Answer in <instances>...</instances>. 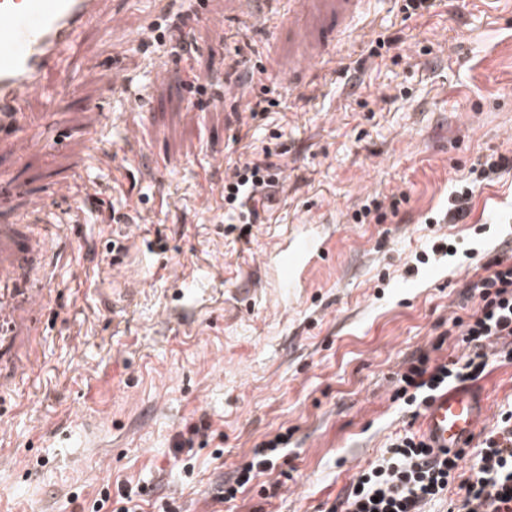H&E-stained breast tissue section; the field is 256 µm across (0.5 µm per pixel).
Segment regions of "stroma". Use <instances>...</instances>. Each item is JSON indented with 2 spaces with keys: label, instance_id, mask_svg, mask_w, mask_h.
Here are the masks:
<instances>
[{
  "label": "stroma",
  "instance_id": "obj_1",
  "mask_svg": "<svg viewBox=\"0 0 512 512\" xmlns=\"http://www.w3.org/2000/svg\"><path fill=\"white\" fill-rule=\"evenodd\" d=\"M210 7L209 25H191L193 59L149 60L140 40L200 0H109V32L84 33L85 63L57 76L51 117L19 132L24 153L0 144V226L23 256L9 294L42 304L0 341V512H86L126 482L146 486L143 512H329L391 439L422 428L392 398L404 360L461 356L447 331L478 304L469 283L490 257L512 260V170L449 216L471 167L512 154V0H442L411 19L402 0H359L336 37L344 75L299 68L311 19L288 0L265 25L250 0ZM381 35L400 42L370 57ZM268 52L282 73L248 98L285 105L254 116L219 84L231 58L243 81ZM190 70L201 92L179 85ZM94 126L111 156L89 148ZM264 146L280 186L270 221L240 239L224 171ZM400 194L384 221L354 220ZM110 207L130 222L100 223ZM441 238L454 260L416 265ZM475 389L485 432L512 405V363ZM200 421L207 442L182 450ZM285 430L276 472L218 502Z\"/></svg>",
  "mask_w": 512,
  "mask_h": 512
}]
</instances>
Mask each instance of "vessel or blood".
<instances>
[{
    "instance_id": "obj_1",
    "label": "vessel or blood",
    "mask_w": 512,
    "mask_h": 512,
    "mask_svg": "<svg viewBox=\"0 0 512 512\" xmlns=\"http://www.w3.org/2000/svg\"><path fill=\"white\" fill-rule=\"evenodd\" d=\"M103 23V0H0V132L27 122L32 95L58 97L48 76L63 68L87 28ZM487 414L479 393L459 387L428 401L423 434L435 452L456 450Z\"/></svg>"
}]
</instances>
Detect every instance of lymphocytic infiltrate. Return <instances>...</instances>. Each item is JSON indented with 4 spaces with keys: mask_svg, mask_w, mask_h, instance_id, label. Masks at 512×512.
<instances>
[{
    "mask_svg": "<svg viewBox=\"0 0 512 512\" xmlns=\"http://www.w3.org/2000/svg\"><path fill=\"white\" fill-rule=\"evenodd\" d=\"M280 165L270 148H262L228 166L224 173V221L260 223L259 207L280 183ZM486 273L470 285L477 307L452 327L466 348L464 355L437 362L421 356L407 361L398 375L395 398L424 405L452 384L474 383L493 360H512V262L495 256ZM286 447L275 438L261 444L218 498L236 499L256 477L272 470ZM458 497L447 500L450 487ZM447 502L448 512H512V408L501 410L475 451L433 454L425 439H395L376 463L356 478L340 503L341 512H427Z\"/></svg>",
    "mask_w": 512,
    "mask_h": 512,
    "instance_id": "1",
    "label": "lymphocytic infiltrate"
}]
</instances>
